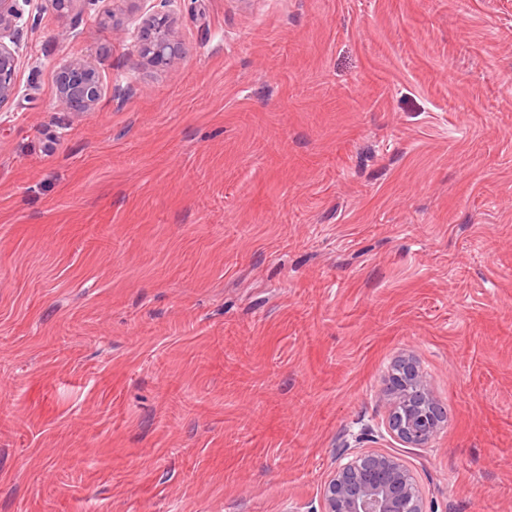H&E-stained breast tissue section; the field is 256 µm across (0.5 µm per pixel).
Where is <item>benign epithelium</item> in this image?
<instances>
[{
  "label": "benign epithelium",
  "mask_w": 512,
  "mask_h": 512,
  "mask_svg": "<svg viewBox=\"0 0 512 512\" xmlns=\"http://www.w3.org/2000/svg\"><path fill=\"white\" fill-rule=\"evenodd\" d=\"M0 0V103L17 90L20 40L17 23L23 16L21 3ZM142 54L155 66L174 67L183 58L166 13H153L142 21ZM62 106L69 112H87L101 98L96 71L80 61L63 65L57 73ZM433 394L426 376L413 359L400 360L389 376L386 432L415 448H427L440 433L444 420L432 411ZM321 512H427L426 498L417 474L402 459L377 450L355 448L336 459L324 480Z\"/></svg>",
  "instance_id": "obj_1"
}]
</instances>
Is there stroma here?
I'll return each instance as SVG.
<instances>
[{
  "instance_id": "stroma-1",
  "label": "stroma",
  "mask_w": 512,
  "mask_h": 512,
  "mask_svg": "<svg viewBox=\"0 0 512 512\" xmlns=\"http://www.w3.org/2000/svg\"><path fill=\"white\" fill-rule=\"evenodd\" d=\"M166 11L183 61L140 56ZM0 512H319L348 448L512 512V0L24 7ZM104 93L81 115L59 67ZM447 424L382 432L403 355ZM57 89L62 106L67 112H88L102 94L96 71L80 61H71L59 69Z\"/></svg>"
}]
</instances>
